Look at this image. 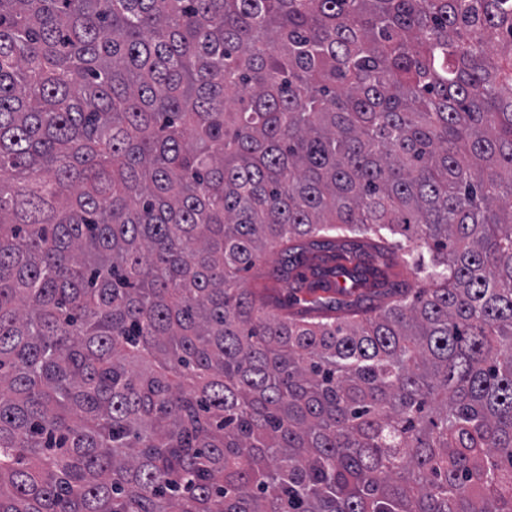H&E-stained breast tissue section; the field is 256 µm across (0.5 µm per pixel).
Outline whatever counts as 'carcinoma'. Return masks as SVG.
<instances>
[{
	"label": "carcinoma",
	"mask_w": 512,
	"mask_h": 512,
	"mask_svg": "<svg viewBox=\"0 0 512 512\" xmlns=\"http://www.w3.org/2000/svg\"><path fill=\"white\" fill-rule=\"evenodd\" d=\"M0 512H512V0H0ZM278 250L267 249L264 255L257 263L256 267L247 275L244 287L245 288H268L266 294L286 299L291 293L300 299L299 305L296 308L311 307L310 303L318 296H328L327 293L318 291L312 293L308 288H296L297 284L292 276L288 279H277L273 275L274 268L278 265Z\"/></svg>",
	"instance_id": "cac0c4a2"
}]
</instances>
